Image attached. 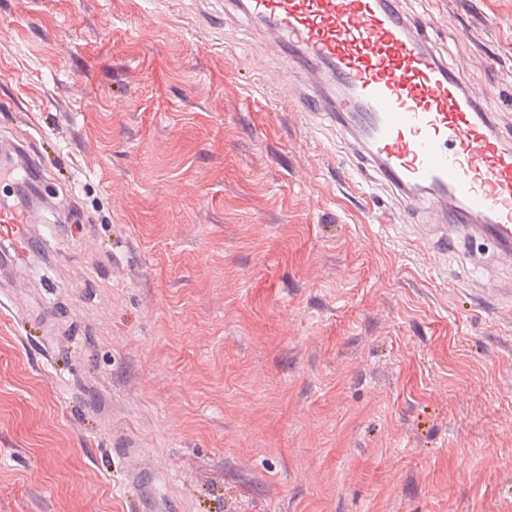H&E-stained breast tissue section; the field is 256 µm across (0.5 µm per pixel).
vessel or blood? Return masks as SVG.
Here are the masks:
<instances>
[{
  "label": "vessel or blood",
  "mask_w": 512,
  "mask_h": 512,
  "mask_svg": "<svg viewBox=\"0 0 512 512\" xmlns=\"http://www.w3.org/2000/svg\"><path fill=\"white\" fill-rule=\"evenodd\" d=\"M266 33L269 50L298 70L293 96L344 138L357 168H370L399 198L421 242L449 233L491 240L512 261V140L500 134L465 73L428 45L429 19L400 0H233ZM34 210L0 207V239L26 264ZM131 498L146 463L122 451Z\"/></svg>",
  "instance_id": "1"
}]
</instances>
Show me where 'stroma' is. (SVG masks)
Here are the masks:
<instances>
[{
  "label": "stroma",
  "mask_w": 512,
  "mask_h": 512,
  "mask_svg": "<svg viewBox=\"0 0 512 512\" xmlns=\"http://www.w3.org/2000/svg\"><path fill=\"white\" fill-rule=\"evenodd\" d=\"M512 135V0H403ZM227 0H0V137L78 217L0 276V512H512L511 281L282 110ZM27 281L14 296L11 278ZM117 452L123 454L129 495L131 498L139 500L141 494L139 475L146 468L145 459L143 455L131 448H120L117 449Z\"/></svg>",
  "instance_id": "1"
}]
</instances>
